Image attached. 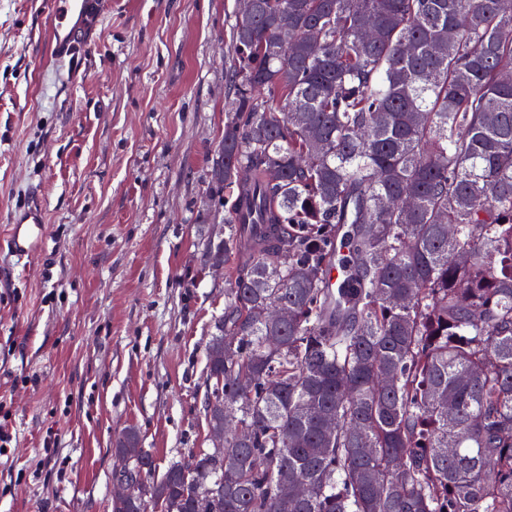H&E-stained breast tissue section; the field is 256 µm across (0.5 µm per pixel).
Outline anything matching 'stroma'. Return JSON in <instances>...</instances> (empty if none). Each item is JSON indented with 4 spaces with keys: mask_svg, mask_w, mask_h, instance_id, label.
<instances>
[{
    "mask_svg": "<svg viewBox=\"0 0 512 512\" xmlns=\"http://www.w3.org/2000/svg\"><path fill=\"white\" fill-rule=\"evenodd\" d=\"M238 0H97L80 69L49 65L46 0H0V229L31 188L48 244L0 253V512H111L135 429L158 471L202 449L205 347L227 282L203 244Z\"/></svg>",
    "mask_w": 512,
    "mask_h": 512,
    "instance_id": "stroma-1",
    "label": "stroma"
}]
</instances>
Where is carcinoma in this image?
<instances>
[{
	"label": "carcinoma",
	"mask_w": 512,
	"mask_h": 512,
	"mask_svg": "<svg viewBox=\"0 0 512 512\" xmlns=\"http://www.w3.org/2000/svg\"><path fill=\"white\" fill-rule=\"evenodd\" d=\"M230 38L203 411L231 428L160 476L126 430L111 512H512V11L254 0Z\"/></svg>",
	"instance_id": "1"
}]
</instances>
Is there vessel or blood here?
<instances>
[{
	"label": "vessel or blood",
	"instance_id": "b4317fda",
	"mask_svg": "<svg viewBox=\"0 0 512 512\" xmlns=\"http://www.w3.org/2000/svg\"><path fill=\"white\" fill-rule=\"evenodd\" d=\"M90 5L91 0H48L49 42L56 65L70 67L87 55L86 40L72 18L89 11ZM8 224L6 234L0 236V252L8 253L23 267H30L47 241V212L40 192H32L26 204L10 215Z\"/></svg>",
	"mask_w": 512,
	"mask_h": 512
}]
</instances>
